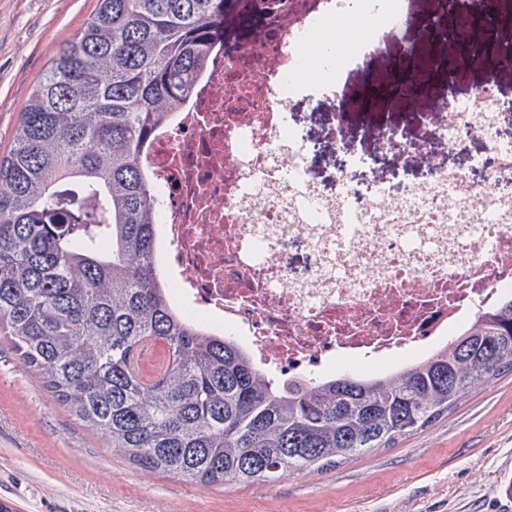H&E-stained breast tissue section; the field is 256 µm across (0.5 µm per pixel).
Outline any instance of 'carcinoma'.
<instances>
[{"label": "carcinoma", "instance_id": "1", "mask_svg": "<svg viewBox=\"0 0 512 512\" xmlns=\"http://www.w3.org/2000/svg\"><path fill=\"white\" fill-rule=\"evenodd\" d=\"M228 0H98L36 82L0 155V335L78 419L142 469L271 484L390 448L512 371V299L426 361L277 382L173 308L139 165L189 95ZM168 360L145 383L140 344Z\"/></svg>", "mask_w": 512, "mask_h": 512}]
</instances>
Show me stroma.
Returning a JSON list of instances; mask_svg holds the SVG:
<instances>
[{
  "mask_svg": "<svg viewBox=\"0 0 512 512\" xmlns=\"http://www.w3.org/2000/svg\"><path fill=\"white\" fill-rule=\"evenodd\" d=\"M432 7L433 0H406L409 23L383 30L381 56L364 71L347 72L348 87L357 88L365 77L383 79L384 59L421 42L416 22ZM95 8L96 0H0V154L10 148L37 79ZM470 72V82L453 92L447 75L438 73L417 109L439 111L449 99H466L485 85L512 103V75L485 65L471 66ZM293 117L319 146L311 178L332 188L335 148L325 132L335 115L329 103L298 104ZM385 119L404 124L414 144L427 145V154L405 160L379 149L371 126ZM345 131L348 146L375 156V175L391 181L416 180L429 157L464 169L472 156L487 152L474 140L465 150L447 153L433 143L431 127L386 102L377 103L369 117L350 109ZM510 484L512 372L394 447L272 485H201L147 472L114 451L0 339V497L10 499L15 512H505Z\"/></svg>",
  "mask_w": 512,
  "mask_h": 512,
  "instance_id": "obj_1",
  "label": "stroma"
}]
</instances>
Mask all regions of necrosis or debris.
<instances>
[{"mask_svg": "<svg viewBox=\"0 0 512 512\" xmlns=\"http://www.w3.org/2000/svg\"><path fill=\"white\" fill-rule=\"evenodd\" d=\"M237 0L246 23L215 44L181 109L155 129L141 169L158 205L156 255L177 309L233 337L281 378H326L340 367L390 374L431 357L480 313L512 299V142L506 110L481 87L438 121L446 149L484 140L495 164L481 180L428 166L419 182L378 178L361 153L344 156L335 193L309 178L311 147L289 112L296 97H329L343 114L354 57L303 48L344 15L400 24L394 0ZM423 244L412 247L409 236ZM306 252L295 266L291 248Z\"/></svg>", "mask_w": 512, "mask_h": 512, "instance_id": "1", "label": "necrosis or debris"}]
</instances>
